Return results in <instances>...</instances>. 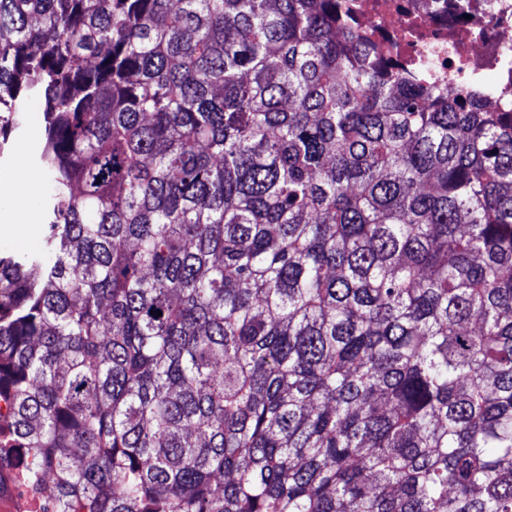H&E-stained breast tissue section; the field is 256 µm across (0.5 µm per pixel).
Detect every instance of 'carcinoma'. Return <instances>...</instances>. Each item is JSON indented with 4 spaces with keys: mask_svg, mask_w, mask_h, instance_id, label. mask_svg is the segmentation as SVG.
Segmentation results:
<instances>
[{
    "mask_svg": "<svg viewBox=\"0 0 512 512\" xmlns=\"http://www.w3.org/2000/svg\"><path fill=\"white\" fill-rule=\"evenodd\" d=\"M21 100L0 463L39 512H512V112L349 0H0V149ZM21 120L22 127L8 144L0 163V249L33 252L41 248L40 228L44 223L41 185L34 177V150L43 122L39 104L29 102ZM7 226L10 229L6 230Z\"/></svg>",
    "mask_w": 512,
    "mask_h": 512,
    "instance_id": "carcinoma-1",
    "label": "carcinoma"
}]
</instances>
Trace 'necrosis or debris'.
Returning <instances> with one entry per match:
<instances>
[{
	"label": "necrosis or debris",
	"instance_id": "necrosis-or-debris-1",
	"mask_svg": "<svg viewBox=\"0 0 512 512\" xmlns=\"http://www.w3.org/2000/svg\"><path fill=\"white\" fill-rule=\"evenodd\" d=\"M371 39L405 71L457 90H485L489 107L512 112V0H350ZM498 82L486 87L484 76Z\"/></svg>",
	"mask_w": 512,
	"mask_h": 512
}]
</instances>
